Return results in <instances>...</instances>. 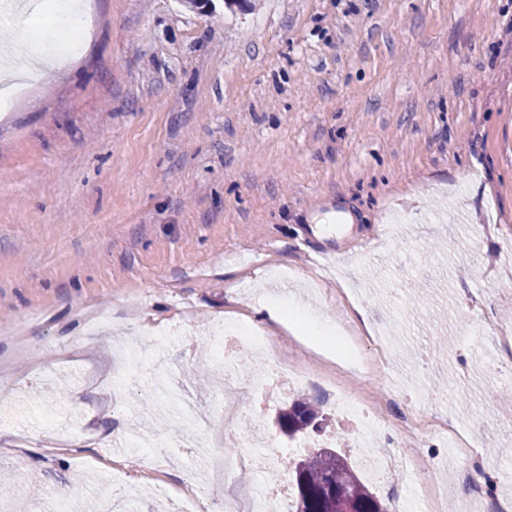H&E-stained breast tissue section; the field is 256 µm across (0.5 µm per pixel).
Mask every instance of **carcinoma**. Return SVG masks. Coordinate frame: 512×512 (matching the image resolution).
Listing matches in <instances>:
<instances>
[{
    "label": "carcinoma",
    "instance_id": "carcinoma-1",
    "mask_svg": "<svg viewBox=\"0 0 512 512\" xmlns=\"http://www.w3.org/2000/svg\"><path fill=\"white\" fill-rule=\"evenodd\" d=\"M276 427L284 436L318 428L316 402L304 394L294 396L279 410ZM288 477H296L302 488L306 512H346L349 504L357 512H387L386 504L359 477L347 458L324 446L288 462Z\"/></svg>",
    "mask_w": 512,
    "mask_h": 512
}]
</instances>
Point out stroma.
Returning <instances> with one entry per match:
<instances>
[{"label":"stroma","instance_id":"stroma-1","mask_svg":"<svg viewBox=\"0 0 512 512\" xmlns=\"http://www.w3.org/2000/svg\"><path fill=\"white\" fill-rule=\"evenodd\" d=\"M90 2L78 67L0 111V473L34 478L0 512H173L171 484L248 512L268 473L219 463L288 402L254 376L323 372L362 324L393 358L351 392L383 397L392 450L456 512L512 503V354L477 331L512 332V0ZM271 303L291 334L214 358L216 327ZM434 416L480 460L416 431Z\"/></svg>","mask_w":512,"mask_h":512}]
</instances>
